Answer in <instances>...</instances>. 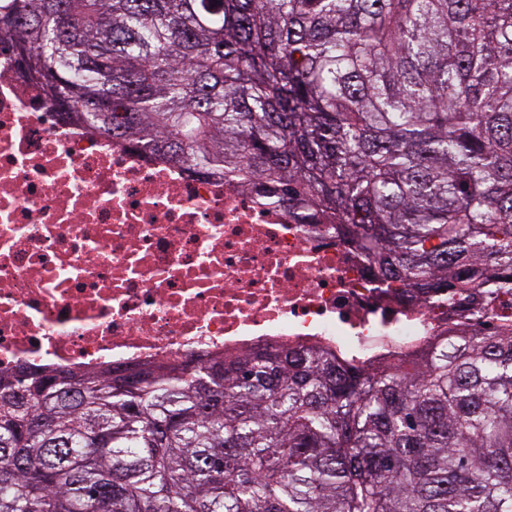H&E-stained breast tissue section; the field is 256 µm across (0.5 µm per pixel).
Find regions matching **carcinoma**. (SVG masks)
Returning <instances> with one entry per match:
<instances>
[{
	"label": "carcinoma",
	"instance_id": "cac0c4a2",
	"mask_svg": "<svg viewBox=\"0 0 512 512\" xmlns=\"http://www.w3.org/2000/svg\"><path fill=\"white\" fill-rule=\"evenodd\" d=\"M0 49L389 288L512 295V0H0ZM0 512H512V333L0 371Z\"/></svg>",
	"mask_w": 512,
	"mask_h": 512
}]
</instances>
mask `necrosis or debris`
<instances>
[{
    "mask_svg": "<svg viewBox=\"0 0 512 512\" xmlns=\"http://www.w3.org/2000/svg\"><path fill=\"white\" fill-rule=\"evenodd\" d=\"M475 311L384 287L325 225L65 118L0 54V370L281 345L376 368Z\"/></svg>",
    "mask_w": 512,
    "mask_h": 512,
    "instance_id": "necrosis-or-debris-1",
    "label": "necrosis or debris"
}]
</instances>
